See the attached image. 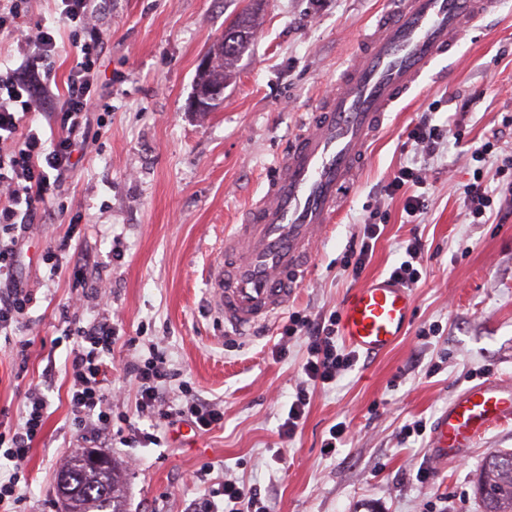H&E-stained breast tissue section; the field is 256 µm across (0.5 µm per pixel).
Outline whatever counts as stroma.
<instances>
[{
  "label": "stroma",
  "instance_id": "1",
  "mask_svg": "<svg viewBox=\"0 0 512 512\" xmlns=\"http://www.w3.org/2000/svg\"><path fill=\"white\" fill-rule=\"evenodd\" d=\"M388 2L263 0L223 100L192 112L198 60L247 0H103L100 82L109 109L94 114L103 136L65 179L66 214L46 205L22 242L17 271L36 297L26 367L0 347V422L17 421L27 388L44 389L50 402L26 462L29 512H61L58 473L87 446L70 428L69 348L52 343L65 328L63 308L82 295L77 270L110 288L122 339L108 378L122 388L125 411L136 389L124 367L155 348L180 380L224 408L223 428L193 440L177 423L162 447L107 448L127 469L129 512H183L201 493L187 477L206 465L260 487L270 512H483L475 473L489 453L512 449V422L491 429L460 462L432 461L429 436L399 433L414 421L433 426L451 398L487 378L512 383V216L494 210L473 224L463 207L465 186L477 177L496 186V168L512 154V0H499L456 55L396 105L286 314L241 335L206 305L225 231L267 188L300 117L319 108ZM428 111L460 135L430 156L407 138ZM487 142L492 153L474 161L473 148ZM412 163L427 182L414 218L404 211L411 188L391 198L381 190ZM367 221L382 234L354 280L344 256ZM414 235L425 244L424 270L411 288L406 335L381 356L359 357L333 388L314 390L302 430L282 438L306 356L301 338L281 336L289 314L340 310L356 286L389 276ZM64 240L62 270L50 274L45 249ZM342 421L346 439L324 454L323 439Z\"/></svg>",
  "mask_w": 512,
  "mask_h": 512
}]
</instances>
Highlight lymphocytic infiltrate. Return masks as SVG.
<instances>
[{"mask_svg":"<svg viewBox=\"0 0 512 512\" xmlns=\"http://www.w3.org/2000/svg\"><path fill=\"white\" fill-rule=\"evenodd\" d=\"M58 20L36 22L30 35L16 42L20 60L17 67L0 68V338L11 344V352L26 362L30 340L21 338L29 325L33 293L20 286L16 275L18 245L28 224L34 223L41 207L55 198L60 183L73 166L74 155H86L97 142L90 135L87 114L101 96L98 81L103 41L101 30L93 26L97 11L94 0H57ZM68 33L73 62L64 81L57 119L62 134L49 141L31 114L49 105L52 93L40 77L44 64L56 53L61 33ZM512 155L498 169L503 180L494 189L476 181L464 191L463 205L473 219L485 216L495 200L512 204ZM338 314L314 318L290 315L284 327L285 337L302 338L307 357L302 365V380L288 406L280 434L293 438L301 430L310 405L311 389L325 388L358 361L355 351L336 345ZM119 338L116 323L99 315L86 325L67 329L63 340L71 347L67 373L71 408V427L78 435H111L115 424H123V445H162L163 426L177 421L190 422L207 432L220 426L224 411L220 405L200 399L189 383H181L185 401L171 405L167 386L175 372L165 354L152 352L150 357L133 362L128 373L137 387L134 413L114 412L117 395L107 382L112 365V349ZM49 401L39 388L23 394L22 412L16 424L0 425V460L6 470L0 472V512H27L28 479L25 463L35 440L41 435L48 417ZM147 417L151 431H142L133 416ZM208 469H200L194 482L206 484L204 494L191 500L186 512H269L257 487L234 479H221L208 486Z\"/></svg>","mask_w":512,"mask_h":512,"instance_id":"lymphocytic-infiltrate-1","label":"lymphocytic infiltrate"}]
</instances>
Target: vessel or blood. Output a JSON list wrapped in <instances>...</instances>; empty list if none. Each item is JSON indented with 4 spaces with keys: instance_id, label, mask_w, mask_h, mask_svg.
Listing matches in <instances>:
<instances>
[{
    "instance_id": "1",
    "label": "vessel or blood",
    "mask_w": 512,
    "mask_h": 512,
    "mask_svg": "<svg viewBox=\"0 0 512 512\" xmlns=\"http://www.w3.org/2000/svg\"><path fill=\"white\" fill-rule=\"evenodd\" d=\"M493 0H396L366 33L320 111L275 165L265 194L244 223L225 232L208 301L241 330L282 314L307 275L367 158V147L394 106L435 61L455 53L468 27ZM410 292L376 276L344 301L346 344L379 356L402 339L411 321ZM512 421V386L476 384L453 397L437 417L433 460L458 458L495 426Z\"/></svg>"
}]
</instances>
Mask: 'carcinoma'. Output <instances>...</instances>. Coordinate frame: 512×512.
<instances>
[{
  "label": "carcinoma",
  "instance_id": "carcinoma-1",
  "mask_svg": "<svg viewBox=\"0 0 512 512\" xmlns=\"http://www.w3.org/2000/svg\"><path fill=\"white\" fill-rule=\"evenodd\" d=\"M251 20L240 18L224 32L230 45L215 55L210 67L197 73L195 84L224 86L231 76L236 56L251 40ZM125 470L115 459L105 467H96L78 453L61 471L58 493L76 512H127ZM475 489L484 512H512V450H497L484 461L475 479Z\"/></svg>",
  "mask_w": 512,
  "mask_h": 512
}]
</instances>
